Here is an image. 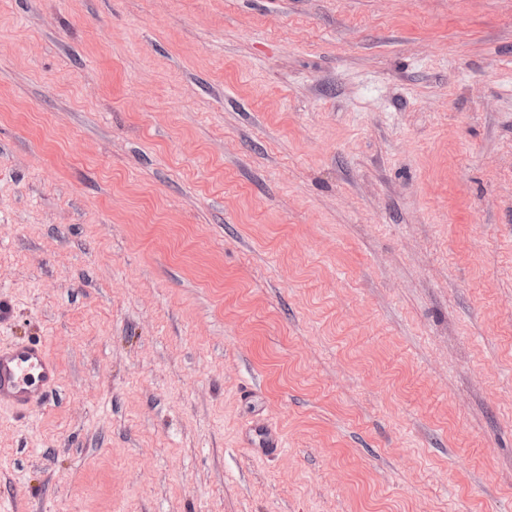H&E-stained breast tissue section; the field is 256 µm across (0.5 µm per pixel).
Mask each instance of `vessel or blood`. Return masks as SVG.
Returning <instances> with one entry per match:
<instances>
[{
  "instance_id": "vessel-or-blood-1",
  "label": "vessel or blood",
  "mask_w": 512,
  "mask_h": 512,
  "mask_svg": "<svg viewBox=\"0 0 512 512\" xmlns=\"http://www.w3.org/2000/svg\"><path fill=\"white\" fill-rule=\"evenodd\" d=\"M57 383V367L36 342L0 346V403L24 407L42 402Z\"/></svg>"
}]
</instances>
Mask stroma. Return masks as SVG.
<instances>
[{
	"mask_svg": "<svg viewBox=\"0 0 512 512\" xmlns=\"http://www.w3.org/2000/svg\"><path fill=\"white\" fill-rule=\"evenodd\" d=\"M16 341L0 512H512V0H0ZM57 383V367L36 342L0 346V403L25 407L41 403Z\"/></svg>",
	"mask_w": 512,
	"mask_h": 512,
	"instance_id": "obj_1",
	"label": "stroma"
}]
</instances>
